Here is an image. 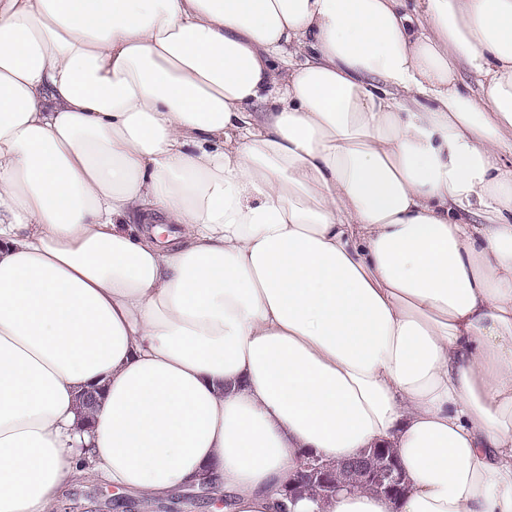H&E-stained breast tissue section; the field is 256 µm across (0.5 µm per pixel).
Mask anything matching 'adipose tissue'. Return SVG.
Instances as JSON below:
<instances>
[{
	"mask_svg": "<svg viewBox=\"0 0 512 512\" xmlns=\"http://www.w3.org/2000/svg\"><path fill=\"white\" fill-rule=\"evenodd\" d=\"M417 6L0 0V512H512V0ZM386 448H366L357 457L345 462L351 480L346 487L353 488L371 482L392 499L403 492L407 479L397 461L385 453ZM320 485L324 495L336 494L342 485L336 483L332 475L330 463L317 456L310 455L300 464L299 470L288 480L284 490L288 488V500L293 501V493L302 487ZM120 497L124 507L115 508L114 498ZM113 501V502H112ZM164 505L159 508L158 506ZM216 505L222 506L220 502ZM207 505L205 509L199 508L193 498L187 500L177 494L165 501L152 504L145 503L139 497L112 487L105 481H95L89 476L70 478L64 485L61 493L59 512H225L224 508Z\"/></svg>",
	"mask_w": 512,
	"mask_h": 512,
	"instance_id": "adipose-tissue-1",
	"label": "adipose tissue"
}]
</instances>
